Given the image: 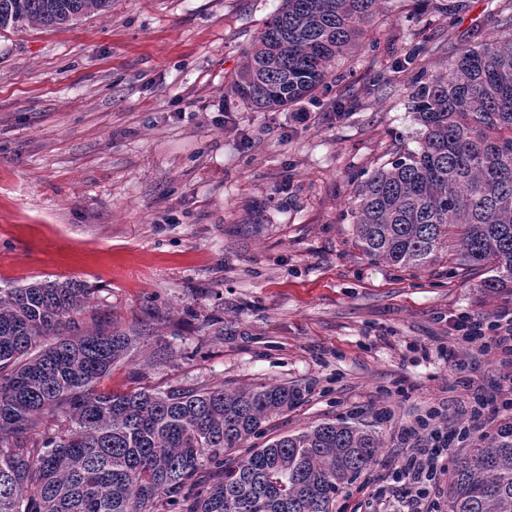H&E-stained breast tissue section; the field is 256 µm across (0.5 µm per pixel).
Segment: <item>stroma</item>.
Listing matches in <instances>:
<instances>
[{"label": "stroma", "instance_id": "stroma-1", "mask_svg": "<svg viewBox=\"0 0 512 512\" xmlns=\"http://www.w3.org/2000/svg\"><path fill=\"white\" fill-rule=\"evenodd\" d=\"M500 2L469 0L450 21L384 0L376 51L279 112L224 88L281 0H110L68 26L0 30V288H95L94 307L138 337L100 390L307 386L272 434L370 426L385 446L334 508L402 512V428L431 407L444 428L468 419L453 364L476 348L451 319L493 320L512 291L370 260L348 204L356 175L417 147L413 74L396 70L412 34L480 44ZM161 349L173 362L150 366Z\"/></svg>", "mask_w": 512, "mask_h": 512}]
</instances>
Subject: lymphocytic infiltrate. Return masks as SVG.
<instances>
[{
  "mask_svg": "<svg viewBox=\"0 0 512 512\" xmlns=\"http://www.w3.org/2000/svg\"><path fill=\"white\" fill-rule=\"evenodd\" d=\"M453 328L467 343L480 342L483 352L496 353L509 371L499 381L491 396H474L470 422L453 433L442 432L434 424L440 412L430 408L406 427L403 439L408 452L393 473L394 482L407 485L410 496L406 512H438L434 495L443 475L448 471V455L453 440H464L480 432L497 418L512 415V313L483 322L469 315L458 316Z\"/></svg>",
  "mask_w": 512,
  "mask_h": 512,
  "instance_id": "f902f5d3",
  "label": "lymphocytic infiltrate"
}]
</instances>
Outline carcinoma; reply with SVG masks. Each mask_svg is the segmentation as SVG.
I'll return each mask as SVG.
<instances>
[{"label": "carcinoma", "mask_w": 512, "mask_h": 512, "mask_svg": "<svg viewBox=\"0 0 512 512\" xmlns=\"http://www.w3.org/2000/svg\"><path fill=\"white\" fill-rule=\"evenodd\" d=\"M383 0H282L225 88L261 111L293 106L327 87ZM455 18L467 0H417ZM109 0H0V30L56 28ZM411 44L398 67L415 71L408 108L418 148L356 178L355 242L374 260L409 270L454 265L480 287L512 285V12L479 45ZM80 280L0 288V512H333L339 490L376 461L382 437L321 422L247 448L308 391L286 382L226 388L98 391L136 337L104 313L81 314ZM46 414L67 424L41 440ZM446 512H512V421L470 444L448 477Z\"/></svg>", "instance_id": "obj_1"}]
</instances>
